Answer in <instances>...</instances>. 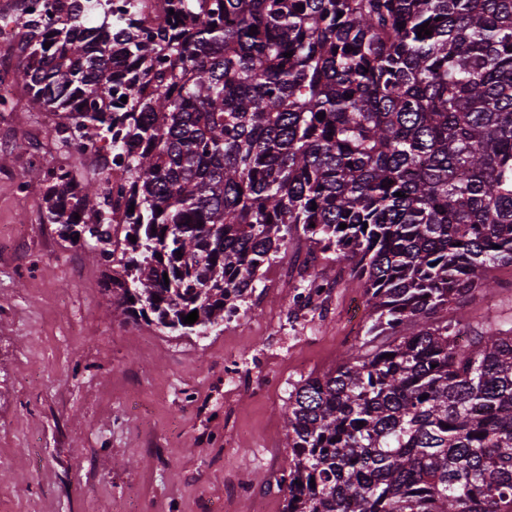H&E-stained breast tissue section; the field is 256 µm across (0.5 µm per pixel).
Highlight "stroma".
Segmentation results:
<instances>
[{
	"instance_id": "stroma-1",
	"label": "stroma",
	"mask_w": 512,
	"mask_h": 512,
	"mask_svg": "<svg viewBox=\"0 0 512 512\" xmlns=\"http://www.w3.org/2000/svg\"><path fill=\"white\" fill-rule=\"evenodd\" d=\"M0 111V512H284V407L334 369L370 310L351 265L311 255L302 233L233 319L175 337L113 317L103 261L41 221L32 152L62 160L26 109ZM22 224V237L12 235ZM332 282L294 310L300 269Z\"/></svg>"
}]
</instances>
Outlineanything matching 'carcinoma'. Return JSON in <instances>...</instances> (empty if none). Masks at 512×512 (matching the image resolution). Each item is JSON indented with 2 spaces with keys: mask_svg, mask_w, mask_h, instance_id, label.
Segmentation results:
<instances>
[{
  "mask_svg": "<svg viewBox=\"0 0 512 512\" xmlns=\"http://www.w3.org/2000/svg\"><path fill=\"white\" fill-rule=\"evenodd\" d=\"M22 2L72 159L28 177L113 311L205 336L294 229L360 265L364 337L288 394L286 512H512V316L465 311L512 266V0ZM106 143L115 191L80 177Z\"/></svg>",
  "mask_w": 512,
  "mask_h": 512,
  "instance_id": "1",
  "label": "carcinoma"
}]
</instances>
